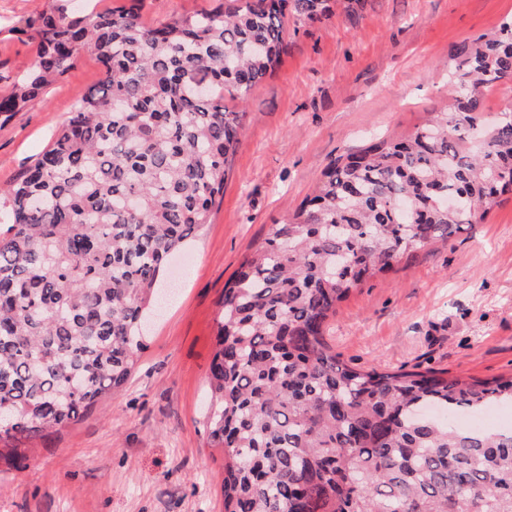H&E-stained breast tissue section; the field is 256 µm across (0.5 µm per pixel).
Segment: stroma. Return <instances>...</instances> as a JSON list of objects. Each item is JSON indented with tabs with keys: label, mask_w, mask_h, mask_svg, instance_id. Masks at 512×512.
Instances as JSON below:
<instances>
[{
	"label": "stroma",
	"mask_w": 512,
	"mask_h": 512,
	"mask_svg": "<svg viewBox=\"0 0 512 512\" xmlns=\"http://www.w3.org/2000/svg\"><path fill=\"white\" fill-rule=\"evenodd\" d=\"M52 0H0V97L35 56L9 29ZM512 0H344L328 20L289 23L288 52L247 97L244 135L209 224L163 272L174 297L126 388L0 461V512H224V460L203 426L225 284L271 225L287 223L324 167L375 137L412 132L448 97V51L496 31ZM82 52L59 82L0 121V185L52 141L101 79ZM342 360L414 365L477 380L512 375V194L485 218L375 278L329 323Z\"/></svg>",
	"instance_id": "obj_1"
}]
</instances>
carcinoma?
<instances>
[{"instance_id": "carcinoma-1", "label": "carcinoma", "mask_w": 512, "mask_h": 512, "mask_svg": "<svg viewBox=\"0 0 512 512\" xmlns=\"http://www.w3.org/2000/svg\"><path fill=\"white\" fill-rule=\"evenodd\" d=\"M147 26L142 0L14 29L35 63L10 116L91 49L103 78L54 141L0 186V458L119 392L162 307L165 262L210 223L247 94L287 52L284 20L331 0H216ZM451 100L409 135L331 161L314 195L226 283L204 426L224 454V512H512V430L451 417L512 405V377L357 368L329 343L338 305L512 193V119L484 92L512 81V20L452 46Z\"/></svg>"}]
</instances>
